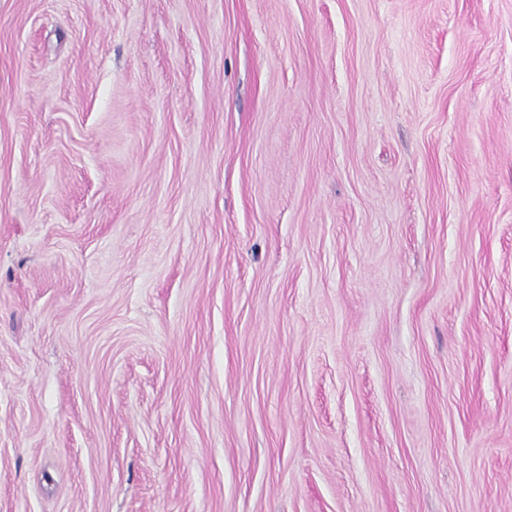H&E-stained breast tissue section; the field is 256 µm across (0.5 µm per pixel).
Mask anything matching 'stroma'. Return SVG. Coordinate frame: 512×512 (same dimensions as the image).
I'll list each match as a JSON object with an SVG mask.
<instances>
[{"mask_svg": "<svg viewBox=\"0 0 512 512\" xmlns=\"http://www.w3.org/2000/svg\"><path fill=\"white\" fill-rule=\"evenodd\" d=\"M0 512H512V0H0Z\"/></svg>", "mask_w": 512, "mask_h": 512, "instance_id": "stroma-1", "label": "stroma"}]
</instances>
